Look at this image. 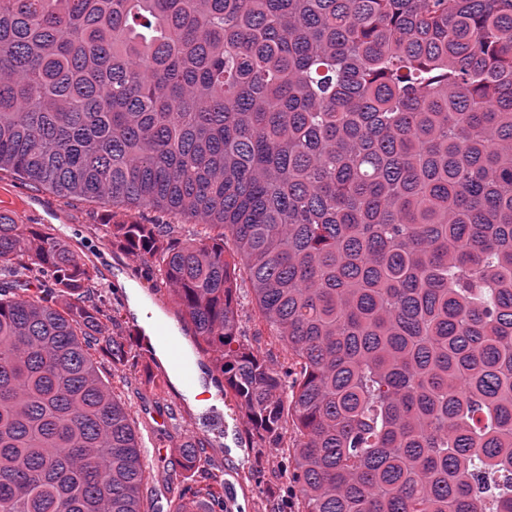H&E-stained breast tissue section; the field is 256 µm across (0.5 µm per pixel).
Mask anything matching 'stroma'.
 <instances>
[{
	"label": "stroma",
	"mask_w": 512,
	"mask_h": 512,
	"mask_svg": "<svg viewBox=\"0 0 512 512\" xmlns=\"http://www.w3.org/2000/svg\"><path fill=\"white\" fill-rule=\"evenodd\" d=\"M1 204L7 205L16 223L38 224L65 237L99 271V285L89 299L110 314L103 334L123 344L125 357L115 361L93 350L98 373L126 404L144 445L160 448L157 455L143 457L147 476L143 512H171L185 487L216 483L231 493L234 512H296L298 490L285 470V445L292 441L293 431H286L280 446L251 431L235 398L225 393L224 380L213 370L208 355L195 348L191 334L181 332L180 313L160 285L155 265L128 251L108 231L112 224L159 223L162 215L107 201L61 197L30 186L11 172L0 173ZM237 297L244 343L276 371L299 374L296 359L261 318L246 275L237 278ZM147 310L180 331L183 356L193 361L197 387L216 407L218 423H211L194 404L179 399L180 378L171 366L172 351L148 354L137 332L141 314ZM162 413L169 418L163 428L156 424ZM196 441L205 445L201 463L190 470L176 465L178 448Z\"/></svg>",
	"instance_id": "35a3bbf8"
}]
</instances>
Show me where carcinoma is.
<instances>
[{
    "label": "carcinoma",
    "mask_w": 512,
    "mask_h": 512,
    "mask_svg": "<svg viewBox=\"0 0 512 512\" xmlns=\"http://www.w3.org/2000/svg\"><path fill=\"white\" fill-rule=\"evenodd\" d=\"M1 171L196 221L111 234L254 431L291 417L298 512H512V0H0ZM239 264L291 382L241 340ZM94 284L0 211V512H142Z\"/></svg>",
    "instance_id": "1"
}]
</instances>
